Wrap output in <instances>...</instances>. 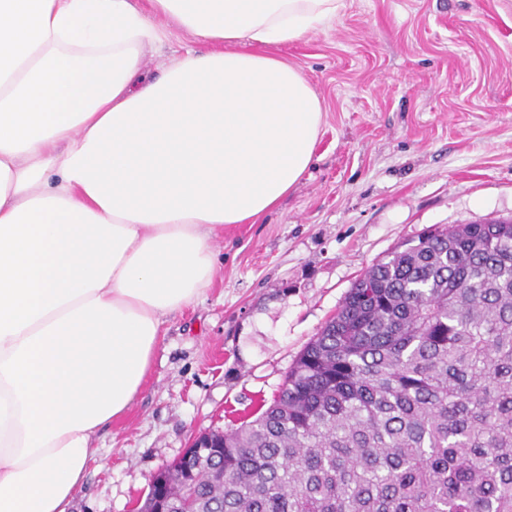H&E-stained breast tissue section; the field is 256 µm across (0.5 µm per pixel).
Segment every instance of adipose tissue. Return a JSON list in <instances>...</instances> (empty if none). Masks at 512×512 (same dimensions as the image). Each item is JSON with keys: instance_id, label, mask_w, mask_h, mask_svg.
Instances as JSON below:
<instances>
[{"instance_id": "obj_1", "label": "adipose tissue", "mask_w": 512, "mask_h": 512, "mask_svg": "<svg viewBox=\"0 0 512 512\" xmlns=\"http://www.w3.org/2000/svg\"><path fill=\"white\" fill-rule=\"evenodd\" d=\"M343 6L0 0V512H67L217 229L305 175L324 113L277 50ZM165 18L208 49L149 77Z\"/></svg>"}]
</instances>
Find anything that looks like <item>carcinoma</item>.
<instances>
[{
    "label": "carcinoma",
    "instance_id": "cac0c4a2",
    "mask_svg": "<svg viewBox=\"0 0 512 512\" xmlns=\"http://www.w3.org/2000/svg\"><path fill=\"white\" fill-rule=\"evenodd\" d=\"M210 435L149 512H512V220L373 264L273 401Z\"/></svg>",
    "mask_w": 512,
    "mask_h": 512
}]
</instances>
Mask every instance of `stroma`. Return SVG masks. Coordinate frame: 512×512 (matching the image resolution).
Segmentation results:
<instances>
[{
    "mask_svg": "<svg viewBox=\"0 0 512 512\" xmlns=\"http://www.w3.org/2000/svg\"><path fill=\"white\" fill-rule=\"evenodd\" d=\"M280 54L323 104L312 165L275 212L217 233L213 287L166 317L69 512H133L191 435L270 403L355 280L400 245L512 219V0H345Z\"/></svg>",
    "mask_w": 512,
    "mask_h": 512,
    "instance_id": "stroma-1",
    "label": "stroma"
}]
</instances>
